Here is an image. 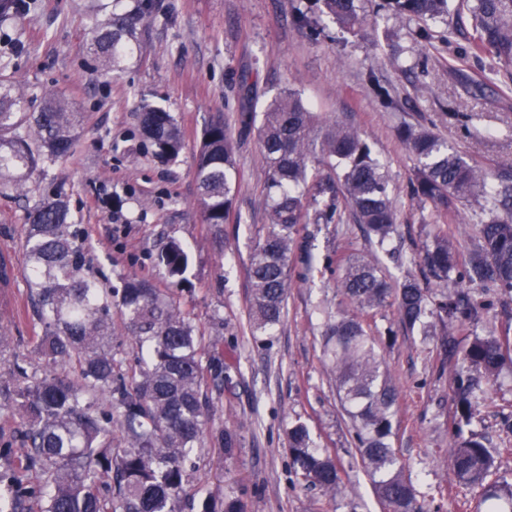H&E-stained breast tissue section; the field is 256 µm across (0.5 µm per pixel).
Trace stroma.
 Here are the masks:
<instances>
[{
    "instance_id": "obj_1",
    "label": "stroma",
    "mask_w": 512,
    "mask_h": 512,
    "mask_svg": "<svg viewBox=\"0 0 512 512\" xmlns=\"http://www.w3.org/2000/svg\"><path fill=\"white\" fill-rule=\"evenodd\" d=\"M85 0H32L29 10L0 22V63L7 65L30 108L59 92L82 112L71 155L45 162L23 192L0 188V251L17 265L10 302L0 301V327L12 344L0 371L14 356L28 355L40 326L27 304L25 208L50 191L70 201L75 223L90 243L94 269L111 286L131 276L154 280L205 336V354H218L231 381L216 404V421L237 430L233 457L211 450L191 474L192 488L234 493L246 512H383L370 476L352 443L353 430L324 364L323 314L337 311L336 258L370 250L352 219L316 233V269L291 263L285 316L271 334L250 326L249 259L268 222L265 164L257 126L242 127L244 112H262L285 85L299 89L325 120L355 127L390 176L398 213L402 261L382 257L391 279L422 276L417 247L429 228L446 229L460 251L474 240L475 218L464 210L445 224L420 210L410 197L416 162L397 136L403 123L423 125L467 161L490 172L512 170V81H485L462 49L472 33L460 17L456 46L441 38L419 42L416 21L379 12L377 22L343 33L329 19L317 20L318 38L292 22L309 0H154V11L134 54L120 71L107 73L90 54ZM375 71L395 91L398 110L386 109L367 81ZM484 82L482 94L473 85ZM253 85V98L241 83ZM171 112L185 149L178 159H157L139 123V100ZM222 113L238 143L233 202L223 235L204 224L198 206L195 157L205 123ZM187 246L184 284L160 277L152 256L160 239ZM221 315L223 326L213 317ZM382 355L400 391L393 447L416 477L420 490L444 487L428 512H473L478 491L450 485L448 422L454 411L449 376L440 374L441 339L397 332ZM487 400L474 427L500 451L496 473L512 481V369L488 383ZM304 421L319 447L335 455L347 473L334 497L308 487L294 472L287 432Z\"/></svg>"
}]
</instances>
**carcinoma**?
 Segmentation results:
<instances>
[{"label": "carcinoma", "mask_w": 512, "mask_h": 512, "mask_svg": "<svg viewBox=\"0 0 512 512\" xmlns=\"http://www.w3.org/2000/svg\"><path fill=\"white\" fill-rule=\"evenodd\" d=\"M90 46L103 69H121L130 43L150 17L151 0H132L122 12L98 15L107 6L88 0ZM367 0H315L320 15L343 32L368 22ZM397 19L419 24L416 37L429 42L442 25V39L453 44L458 28L450 20L449 0H384ZM473 30L468 54L484 71L497 75L512 65V0H458ZM140 120L154 155L177 159L184 149L178 123L166 110L140 106ZM77 113L67 98L52 96L37 112L27 111L13 76L0 72V186L40 165L68 155L76 142ZM417 161L410 195L444 221L469 206L480 215L473 248L463 254L444 230L428 237L420 258L440 290L424 288L407 274L393 285L382 275L377 253L340 260L337 288L355 309L328 312L322 327L326 354L336 378V394L351 420L354 444L387 512H424L410 475L392 448L399 392L383 370L382 340L365 329L366 317L397 306L402 326L443 335L440 373L452 380L454 414L448 423L453 478L483 488L475 512H512V483L490 480L495 460L483 438L465 427L481 399V379L512 367V331L492 329L460 345L457 332L469 327L486 301L462 291L448 292V276L512 293V172L494 176L469 163L421 125L398 129ZM260 140L271 198L266 232L250 256L253 331L267 334L283 320L290 288L293 245L303 224H337L342 206L350 208L369 243L381 251L393 239L397 213L389 178L371 148L349 124H320L301 93L284 88L263 111ZM235 146L221 117L202 129L195 178L204 223L217 235L232 205ZM334 175L308 194L314 156ZM24 251L27 300L41 331L31 337L32 353L43 365L16 362L0 373V410L13 409L24 430L0 431V512H182L188 499L186 461L199 450L212 424V396L224 391V361L203 358L204 337L181 309L147 279L132 278L106 289L90 272L86 237L72 222L60 194L41 197L26 212ZM156 266L181 279L189 266L186 247L163 242ZM120 307L123 328L135 347L138 367L125 371L112 351V303ZM119 432L124 447L112 446ZM225 456L240 447L235 430L216 429ZM295 473L325 494L337 495L344 478L334 458L315 448L306 424L288 431ZM201 512H244L233 495L208 494Z\"/></svg>", "instance_id": "cac0c4a2"}]
</instances>
